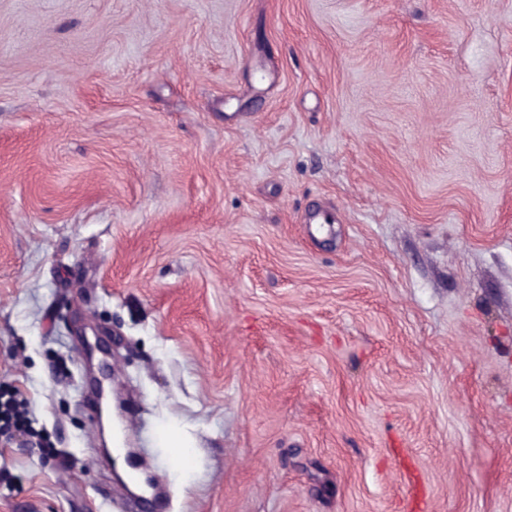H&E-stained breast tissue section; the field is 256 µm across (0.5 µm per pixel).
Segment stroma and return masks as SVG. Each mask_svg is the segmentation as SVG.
<instances>
[{"label":"stroma","mask_w":512,"mask_h":512,"mask_svg":"<svg viewBox=\"0 0 512 512\" xmlns=\"http://www.w3.org/2000/svg\"><path fill=\"white\" fill-rule=\"evenodd\" d=\"M71 310L164 512H512V0H0V512H130ZM15 395H18V390H14L9 396H5L4 401L1 402L3 395L1 396L0 393V421L1 418L5 419L9 426L8 431L2 434L5 435V441L1 440V447L2 444L3 447L14 444L15 434L11 432L12 429L15 433L23 435L28 431L26 427V412L22 408L21 403L15 398Z\"/></svg>","instance_id":"35a3bbf8"}]
</instances>
